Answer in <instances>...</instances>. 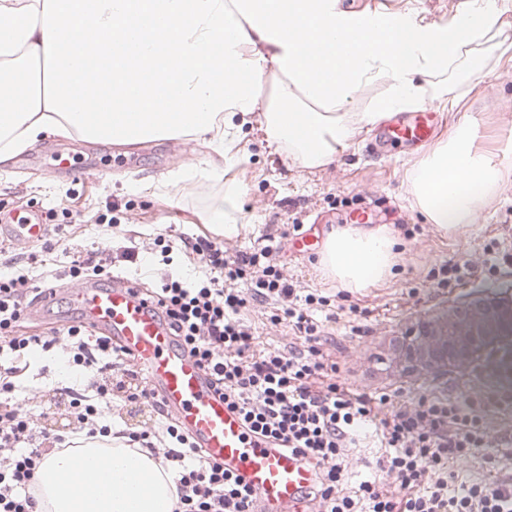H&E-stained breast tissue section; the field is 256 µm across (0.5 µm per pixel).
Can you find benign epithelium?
Here are the masks:
<instances>
[{"label": "benign epithelium", "mask_w": 512, "mask_h": 512, "mask_svg": "<svg viewBox=\"0 0 512 512\" xmlns=\"http://www.w3.org/2000/svg\"><path fill=\"white\" fill-rule=\"evenodd\" d=\"M512 341V296L475 302L437 320L421 319L399 340L405 371L463 368Z\"/></svg>", "instance_id": "7a95c632"}]
</instances>
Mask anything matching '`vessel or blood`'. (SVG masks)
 Returning <instances> with one entry per match:
<instances>
[{
    "instance_id": "obj_1",
    "label": "vessel or blood",
    "mask_w": 512,
    "mask_h": 512,
    "mask_svg": "<svg viewBox=\"0 0 512 512\" xmlns=\"http://www.w3.org/2000/svg\"><path fill=\"white\" fill-rule=\"evenodd\" d=\"M433 112H400L378 135L381 147L420 146L433 139ZM7 238L34 243L46 225L24 218L4 227ZM84 324L129 351L167 408L204 448L255 494L254 512H305L306 496L320 479L316 463L288 452L275 441L249 433L240 414L213 391L211 376L175 342L156 305L141 297L137 282L116 276L64 289Z\"/></svg>"
}]
</instances>
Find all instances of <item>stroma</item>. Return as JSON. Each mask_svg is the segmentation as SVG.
Masks as SVG:
<instances>
[{
    "label": "stroma",
    "instance_id": "35a3bbf8",
    "mask_svg": "<svg viewBox=\"0 0 512 512\" xmlns=\"http://www.w3.org/2000/svg\"><path fill=\"white\" fill-rule=\"evenodd\" d=\"M463 0H343L348 9L402 11L410 7L431 20L453 15ZM507 44L483 41L474 53L486 60L488 75L471 84L458 72L454 91L463 95L461 112L479 121V149L512 172V27ZM374 131L358 135L332 167L309 171L287 152L270 147L257 119L236 124L234 154L238 161L224 169L223 183L200 180L171 184L169 176L183 166L207 158L206 147L195 143L151 141L115 146L79 138L58 137L38 144L0 171V222L36 213L43 223L63 225L71 247L90 246L103 218L119 227L112 237V269L132 276L156 233L212 234L205 218L208 199L225 186L237 188L244 229L225 241V250L254 249L267 237L298 228L323 241L331 226L355 223L367 213L368 224L383 226L400 242V257L389 280L362 291H343L326 276L319 251L296 252L281 243L274 261L300 293L327 297L324 334L332 343L339 367L338 383L358 393L385 392L390 408L419 396L470 398L484 405L493 439L512 441V387L502 382L504 356L447 371L403 372L391 350L393 337L404 335L419 318H440L454 307L512 293V189L496 196L478 224L464 232L444 234L427 224L411 201L408 173L422 152L398 146L381 155L372 147ZM61 152L63 169L49 166ZM470 265L463 281L444 283L442 268L449 259ZM356 313H349V306ZM272 306L257 305L244 319L252 328L255 351L299 345L286 324H272ZM20 379L23 396L45 408L44 424L65 432L67 402L59 388L83 383V375L57 357L36 354L27 359Z\"/></svg>",
    "mask_w": 512,
    "mask_h": 512
}]
</instances>
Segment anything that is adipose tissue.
I'll use <instances>...</instances> for the list:
<instances>
[{
  "label": "adipose tissue",
  "mask_w": 512,
  "mask_h": 512,
  "mask_svg": "<svg viewBox=\"0 0 512 512\" xmlns=\"http://www.w3.org/2000/svg\"><path fill=\"white\" fill-rule=\"evenodd\" d=\"M511 23L512 0H468L445 22L341 0H0V170L73 136L199 141L231 163L233 121L255 113L269 145L325 169L389 113L436 99L456 108L445 85L463 67L479 81L474 45ZM381 80L385 98L347 111ZM478 129L465 117L410 171L415 206L441 232L477 224L507 185L503 166L476 151ZM238 211L228 187L210 197L207 221L233 239ZM398 258L388 230L349 225L330 229L320 261L361 290L392 276ZM35 495L39 512H173L177 502L170 468L119 436L46 452Z\"/></svg>",
  "instance_id": "adipose-tissue-1"
}]
</instances>
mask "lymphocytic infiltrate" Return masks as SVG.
<instances>
[{"label":"lymphocytic infiltrate","instance_id":"lymphocytic-infiltrate-1","mask_svg":"<svg viewBox=\"0 0 512 512\" xmlns=\"http://www.w3.org/2000/svg\"><path fill=\"white\" fill-rule=\"evenodd\" d=\"M112 228L105 222L99 242L68 249L63 277L71 286L111 278ZM179 239L194 261L193 272L165 274L146 297L159 306L177 342L210 372L214 391L239 411L250 432L316 461L320 481L308 494L310 503L321 512H512V482L484 477L448 487L449 461L485 453L492 445L472 400L423 395L388 413V394L355 393L335 383L337 364L314 315L326 300L299 294L284 277L273 262L279 240L230 255L223 242L206 234L183 233ZM60 246L48 238L27 256L0 260V512H35L31 487L43 445L68 448L76 434L111 436L104 412L121 402L150 404L160 418L153 430L128 433L127 443L150 449L173 468L174 512H253L252 492L196 447L137 371L131 353L79 320L49 336L29 333L37 300L59 280L50 274L33 277L30 268ZM257 304L273 306L272 323L292 326L303 349L254 352L242 313ZM56 348L86 371L87 380L80 389L63 388L73 433L53 437L19 402L16 379L22 358ZM365 427L375 430L387 453L376 461L377 478L346 494L345 448Z\"/></svg>","mask_w":512,"mask_h":512}]
</instances>
